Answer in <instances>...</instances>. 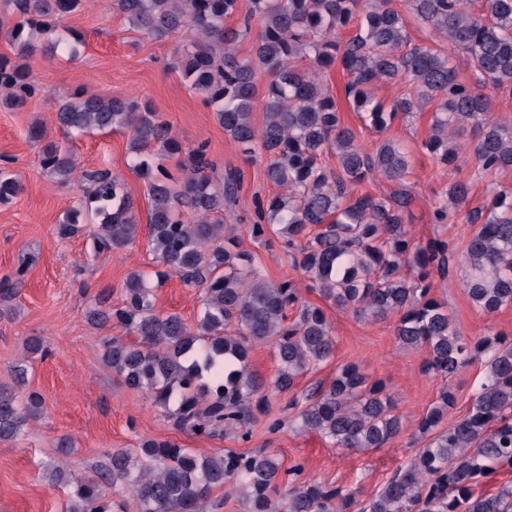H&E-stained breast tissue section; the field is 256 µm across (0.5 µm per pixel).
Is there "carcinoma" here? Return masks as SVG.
Masks as SVG:
<instances>
[{"label":"carcinoma","instance_id":"1","mask_svg":"<svg viewBox=\"0 0 512 512\" xmlns=\"http://www.w3.org/2000/svg\"><path fill=\"white\" fill-rule=\"evenodd\" d=\"M411 0L417 20L448 44V50L411 43L407 22L392 0H250L237 29L226 27L238 0H116L119 13L151 40L185 29L193 37L176 51L174 67L203 95L224 133L247 161L266 157V181L280 192L254 202L250 235L281 236L299 247L298 266L312 287L336 307L374 321L397 317L399 344L429 352L426 370L448 380L464 365H484V380L465 414L442 422L454 405L443 387L419 423L428 439L380 491L359 504L341 486L300 479L302 466L282 468L271 452H226L199 457L170 440L145 439L137 450L103 454L92 473L74 476L53 468L52 484L70 488L66 512H111L108 497L127 489L136 512H208L211 495L224 487L244 512H512V486L494 494L476 486L499 469H512V341L500 335L475 342L463 338L447 305L432 295L434 274L450 266L448 242L415 241L405 228L410 194L408 156L389 139L368 151L339 120L325 73L340 63L349 76L348 103L379 130L397 118L433 107L430 153L446 164L456 156L455 139L470 131L484 175L512 168V128L491 117L487 89L512 90V0ZM18 22L0 17L17 45L15 60L0 55V104L24 105L38 92L31 59L34 36L61 27L87 0H11ZM253 51L236 46L253 25ZM358 32L341 43V31ZM462 53L475 75L458 80L451 52ZM269 78L259 93L263 78ZM403 78L410 92L387 103L373 87ZM262 105V121L254 120ZM65 133L120 132L129 136L134 167L146 183L148 246L166 274L200 289L203 312L193 327L178 314L156 310L145 275L131 271L117 305L95 309L90 320L115 322L123 336H108L102 360L123 384L146 392L171 413L176 426L199 436L246 439L258 416L269 412L266 382L249 366L253 346L275 347L279 369L271 389L291 393L297 378L326 364L335 342L324 312L302 301L292 278L272 282L252 256L224 235V211L239 201L238 169L217 170L206 145L185 147L151 105L139 98H103L77 90L55 109ZM336 158V169L321 156ZM177 159L174 176L167 161ZM44 170L61 182L72 179L71 151L49 142L41 148ZM379 177L392 192H358ZM87 200L60 232L73 236L95 221V250L132 246L140 231L132 199L109 169L86 176ZM470 182L449 183L433 206L436 222L466 203ZM20 181L0 169V202L20 194ZM475 225L459 254L462 285L473 304L492 315L512 304V193L499 191L487 206L465 213ZM298 310L288 320L287 312ZM26 369L13 367L12 385L0 386V440L16 437L41 412L36 394L19 397ZM299 408L302 428L336 448L359 452L385 447L402 430L395 398L355 363L336 370L286 403Z\"/></svg>","mask_w":512,"mask_h":512}]
</instances>
